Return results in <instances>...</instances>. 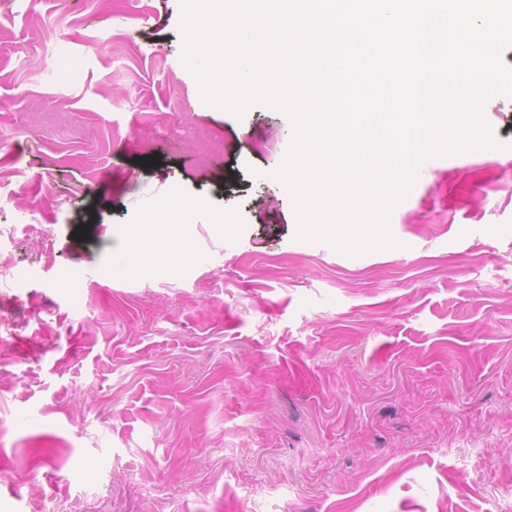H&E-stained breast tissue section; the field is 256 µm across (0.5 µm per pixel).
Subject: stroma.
Returning <instances> with one entry per match:
<instances>
[{"mask_svg":"<svg viewBox=\"0 0 512 512\" xmlns=\"http://www.w3.org/2000/svg\"><path fill=\"white\" fill-rule=\"evenodd\" d=\"M182 16L0 0V512H491L512 492V97L483 110L497 148L425 160L395 246L348 255L298 239L271 177L290 116L205 102ZM173 191L199 204L192 272L110 273L112 226Z\"/></svg>","mask_w":512,"mask_h":512,"instance_id":"1","label":"stroma"}]
</instances>
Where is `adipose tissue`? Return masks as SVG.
Returning <instances> with one entry per match:
<instances>
[{"label":"adipose tissue","mask_w":512,"mask_h":512,"mask_svg":"<svg viewBox=\"0 0 512 512\" xmlns=\"http://www.w3.org/2000/svg\"><path fill=\"white\" fill-rule=\"evenodd\" d=\"M195 203L182 199L170 198L160 203L141 225H124L116 230V237L123 247L129 264L141 266L154 261L158 252L156 242L166 240L170 246L165 252L170 261L182 264L186 261L184 245L188 233L177 234L172 230L171 216H178L182 222H189Z\"/></svg>","instance_id":"obj_1"}]
</instances>
